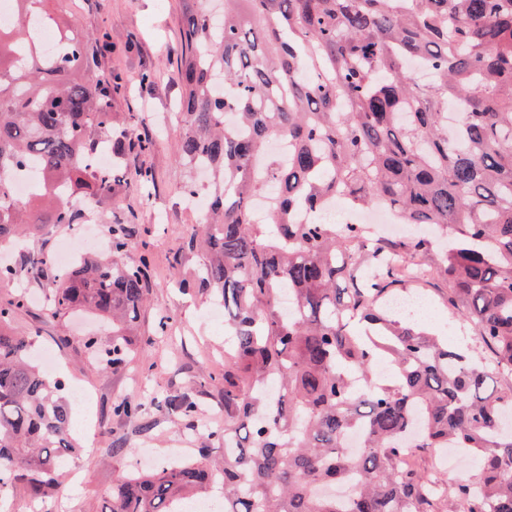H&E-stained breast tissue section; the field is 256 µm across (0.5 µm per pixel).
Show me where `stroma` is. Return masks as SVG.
Listing matches in <instances>:
<instances>
[{"mask_svg": "<svg viewBox=\"0 0 512 512\" xmlns=\"http://www.w3.org/2000/svg\"><path fill=\"white\" fill-rule=\"evenodd\" d=\"M45 8L54 15L70 16L81 29L100 33L105 45L100 70L119 76L125 87L115 109L140 113L138 133L154 141L150 151H131L124 162L126 174L142 168L153 172L150 194L131 184L112 200L91 207L93 215L130 228L134 246L126 262L149 261L150 301L142 322L149 343L125 366L102 369L84 339L94 336L109 343L111 328L93 317L44 319L47 290L33 280L26 288L29 305L17 310L12 321L16 335L41 334L42 346L52 348L58 360V377L90 388L93 423L77 432L82 444L78 473L63 477L52 497L38 501L26 483L13 484L10 496L21 508L40 502L43 512H103L114 476L133 471L137 458L153 467L166 465L175 456L199 459L201 432L224 417L223 384L204 392L197 385L202 372H224V325L214 321L217 303L208 293L177 287L200 266V256L188 242L203 220L202 211L183 194L186 171L177 163L181 143L177 112L183 89L171 74L182 50L180 0H47ZM146 70L152 75L147 83L141 80ZM162 315L168 326L160 333L156 322ZM155 390L196 396L198 415L188 421L153 405L137 422L113 416L117 397Z\"/></svg>", "mask_w": 512, "mask_h": 512, "instance_id": "35a3bbf8", "label": "stroma"}]
</instances>
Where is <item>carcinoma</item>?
Wrapping results in <instances>:
<instances>
[{
	"mask_svg": "<svg viewBox=\"0 0 512 512\" xmlns=\"http://www.w3.org/2000/svg\"><path fill=\"white\" fill-rule=\"evenodd\" d=\"M13 2L0 25L1 248L83 223L68 196L112 199L125 153L151 147L112 111L119 78H89L100 42L47 15L45 0ZM182 4L184 190L207 192L204 170L215 190L190 241L204 261L180 286L224 305V427L205 434L224 454L121 473L104 512H185L217 481L220 512H512V429L500 427L512 390L494 386L512 376V0H414L407 13L394 0H222L219 20L210 0ZM32 18L62 33L58 50L34 40ZM413 62L432 85L413 80ZM450 104L461 106L451 133ZM102 144L108 169L93 163ZM29 164L41 183L22 199L14 181ZM336 198L448 231V246L422 263L426 238L373 240L361 224L328 223ZM108 233V253L52 276L48 316L112 324L105 355L121 364L149 275L123 261L126 225ZM23 270L47 277L44 254L28 253L22 270L0 263V281ZM435 277L481 352L382 307ZM23 307L20 296L0 304V489L24 480L47 498L79 448L64 381L33 360L37 337L9 329ZM380 358L394 367L386 383L373 374ZM154 400L122 395L112 414L137 420ZM163 404L198 412L186 395ZM353 431L356 451L345 444ZM450 444L474 459L471 479H439L406 458Z\"/></svg>",
	"mask_w": 512,
	"mask_h": 512,
	"instance_id": "obj_1",
	"label": "carcinoma"
}]
</instances>
